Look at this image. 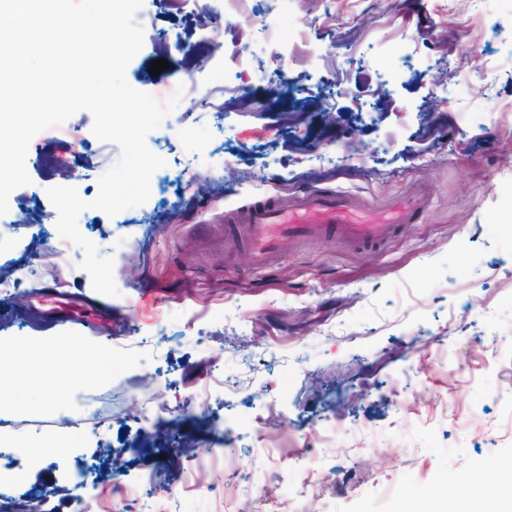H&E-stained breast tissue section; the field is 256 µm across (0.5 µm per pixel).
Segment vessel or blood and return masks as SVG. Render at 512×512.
I'll list each match as a JSON object with an SVG mask.
<instances>
[{
  "label": "vessel or blood",
  "instance_id": "1",
  "mask_svg": "<svg viewBox=\"0 0 512 512\" xmlns=\"http://www.w3.org/2000/svg\"><path fill=\"white\" fill-rule=\"evenodd\" d=\"M426 206L423 194L400 198L372 218L355 199L336 192L306 193L288 210L271 199H258L246 207L248 245L261 268L287 240L337 237L354 245H374L388 239L395 225L418 220Z\"/></svg>",
  "mask_w": 512,
  "mask_h": 512
}]
</instances>
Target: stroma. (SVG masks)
Returning <instances> with one entry per match:
<instances>
[{"label":"stroma","instance_id":"1","mask_svg":"<svg viewBox=\"0 0 512 512\" xmlns=\"http://www.w3.org/2000/svg\"><path fill=\"white\" fill-rule=\"evenodd\" d=\"M348 5L343 24L326 0H249L230 19L224 0H144L126 79L180 98L147 136L166 165L145 204L78 217L113 257L118 296L93 290L79 247L53 257L46 190L93 199L119 147L85 111L33 137L31 183L0 216V274L16 282L0 294V342L59 336L98 361L79 373L10 354L0 422L26 455L0 512L35 498L78 512L85 468L95 494L139 485L123 512H216L228 498L265 512L268 490L294 512H430L464 482L485 512V491L512 495V0ZM157 59L169 67L153 76ZM212 98L222 110L198 107ZM343 141L358 154L337 153ZM314 189L374 213L424 189L430 209L382 247L300 242L257 268L225 210L261 195L288 209ZM55 290L95 302L102 326L58 325L38 301ZM135 339L153 353L124 362ZM108 393L101 423L59 427ZM219 441L231 455L195 469Z\"/></svg>","mask_w":512,"mask_h":512}]
</instances>
